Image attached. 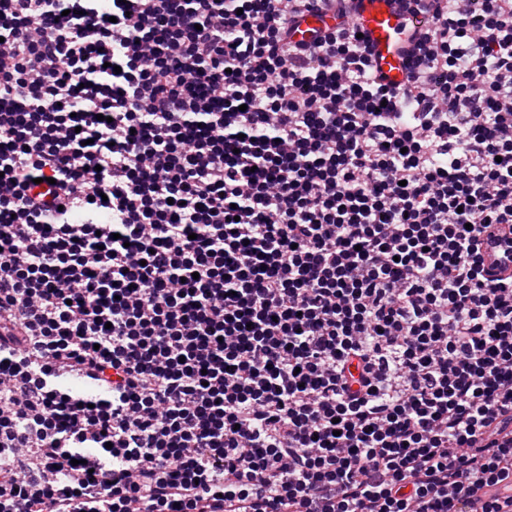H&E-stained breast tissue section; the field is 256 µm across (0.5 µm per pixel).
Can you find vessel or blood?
<instances>
[{
  "label": "vessel or blood",
  "instance_id": "obj_1",
  "mask_svg": "<svg viewBox=\"0 0 512 512\" xmlns=\"http://www.w3.org/2000/svg\"><path fill=\"white\" fill-rule=\"evenodd\" d=\"M348 20L370 45L377 74L385 76L392 86H401L408 76L404 17L393 9L390 0H355V8ZM334 23L332 13L310 14L293 31L292 37L297 41H308L314 33ZM483 259L486 268L492 271L503 268L512 271V248L503 241L487 240Z\"/></svg>",
  "mask_w": 512,
  "mask_h": 512
}]
</instances>
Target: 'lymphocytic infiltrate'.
<instances>
[{"label": "lymphocytic infiltrate", "instance_id": "1", "mask_svg": "<svg viewBox=\"0 0 512 512\" xmlns=\"http://www.w3.org/2000/svg\"><path fill=\"white\" fill-rule=\"evenodd\" d=\"M394 2L0 0V512H512V0ZM348 16L370 45L373 64L378 76H385L395 88L407 79V56L404 44L406 21L391 6L389 0H356ZM334 12H323V14H308L302 20L298 29L292 33V38L297 41H310L315 32H321L326 26H332L339 20L333 18ZM483 259L486 268L499 272L500 269H507L506 273L512 271V251L504 241L488 239L483 247Z\"/></svg>", "mask_w": 512, "mask_h": 512}]
</instances>
